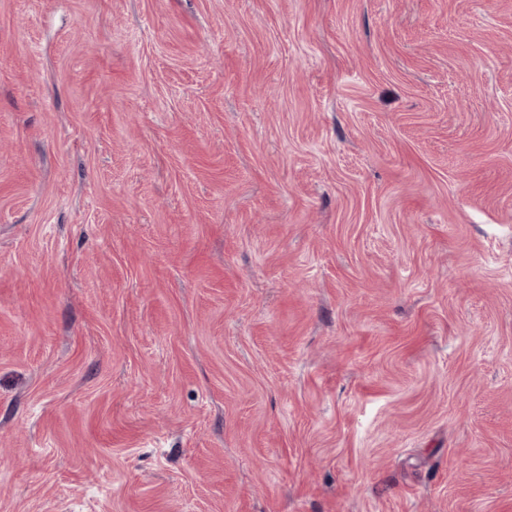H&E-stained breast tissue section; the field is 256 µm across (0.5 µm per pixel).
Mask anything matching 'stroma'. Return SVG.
Segmentation results:
<instances>
[{
    "mask_svg": "<svg viewBox=\"0 0 512 512\" xmlns=\"http://www.w3.org/2000/svg\"><path fill=\"white\" fill-rule=\"evenodd\" d=\"M0 512H512V0H0Z\"/></svg>",
    "mask_w": 512,
    "mask_h": 512,
    "instance_id": "35a3bbf8",
    "label": "stroma"
}]
</instances>
